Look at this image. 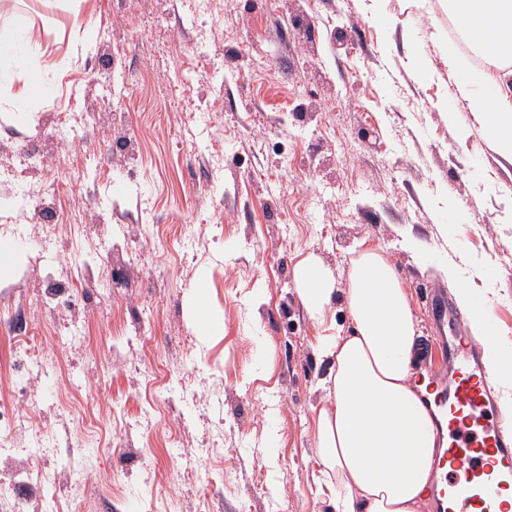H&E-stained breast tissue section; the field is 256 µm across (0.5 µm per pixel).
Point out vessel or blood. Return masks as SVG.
<instances>
[{
	"label": "vessel or blood",
	"instance_id": "obj_1",
	"mask_svg": "<svg viewBox=\"0 0 512 512\" xmlns=\"http://www.w3.org/2000/svg\"><path fill=\"white\" fill-rule=\"evenodd\" d=\"M431 338L426 351L441 353L447 371L428 370V402L435 408L447 450L435 461L429 491L435 512H505L512 488V413L483 360L478 342L462 330L447 295L431 291Z\"/></svg>",
	"mask_w": 512,
	"mask_h": 512
}]
</instances>
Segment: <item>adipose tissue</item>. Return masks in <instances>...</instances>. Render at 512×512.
Returning a JSON list of instances; mask_svg holds the SVG:
<instances>
[{
    "label": "adipose tissue",
    "instance_id": "1",
    "mask_svg": "<svg viewBox=\"0 0 512 512\" xmlns=\"http://www.w3.org/2000/svg\"><path fill=\"white\" fill-rule=\"evenodd\" d=\"M448 11L485 57L512 61V0H448ZM18 60L12 99L32 98L30 73H57L61 65L42 51L29 23L14 21L0 30V59ZM460 93L484 86L485 100L473 101L480 123H493L489 137L499 155L512 163V86L486 77L449 55ZM299 295L308 313L323 320L335 292L326 271L307 263L297 271ZM352 335L320 337L329 373L321 381L323 404L315 411L314 453L336 512H425L432 463L446 441L414 384L416 321L406 289L394 267L378 252L362 253L353 263L345 290ZM459 296L471 310V328L498 382L512 383V357L503 354L496 334L486 332L480 312L484 302L469 289Z\"/></svg>",
    "mask_w": 512,
    "mask_h": 512
}]
</instances>
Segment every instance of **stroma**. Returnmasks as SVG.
I'll use <instances>...</instances> for the list:
<instances>
[{
	"label": "stroma",
	"mask_w": 512,
	"mask_h": 512,
	"mask_svg": "<svg viewBox=\"0 0 512 512\" xmlns=\"http://www.w3.org/2000/svg\"><path fill=\"white\" fill-rule=\"evenodd\" d=\"M60 2L0 6L77 59L27 108L0 86V239L24 243L0 276V485L26 512H336L314 454L325 330L298 267L332 276L342 335L352 263L375 249L418 336L430 289L467 288L512 354V163L457 93L446 0H88L77 28ZM86 112L98 126L33 173L24 150ZM203 275L224 321L208 338ZM52 279L75 307L29 309Z\"/></svg>",
	"instance_id": "obj_1"
}]
</instances>
